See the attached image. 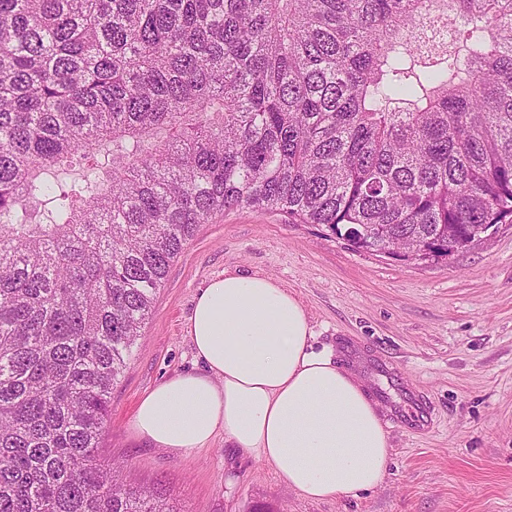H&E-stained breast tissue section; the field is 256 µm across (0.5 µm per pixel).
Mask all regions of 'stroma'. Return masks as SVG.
<instances>
[{
  "mask_svg": "<svg viewBox=\"0 0 512 512\" xmlns=\"http://www.w3.org/2000/svg\"><path fill=\"white\" fill-rule=\"evenodd\" d=\"M228 269L286 286L307 312L315 350L340 364L352 352L391 412L413 415L415 392L429 399L428 430L386 423L379 486L311 501L223 437L180 455L133 431L144 395L201 370L189 318L201 288ZM101 456L123 463L131 483L161 486L182 512H512V223L448 262L414 264L354 251L276 211H224L171 264L112 389Z\"/></svg>",
  "mask_w": 512,
  "mask_h": 512,
  "instance_id": "35a3bbf8",
  "label": "stroma"
}]
</instances>
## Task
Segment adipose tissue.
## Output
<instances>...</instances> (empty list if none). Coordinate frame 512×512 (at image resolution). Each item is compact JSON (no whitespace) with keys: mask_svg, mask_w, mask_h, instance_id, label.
<instances>
[{"mask_svg":"<svg viewBox=\"0 0 512 512\" xmlns=\"http://www.w3.org/2000/svg\"><path fill=\"white\" fill-rule=\"evenodd\" d=\"M188 334L203 371L149 391L133 418L137 435L181 454L223 435L315 501L383 480L389 441L376 404L359 378L313 350L309 317L280 282L233 271L212 279Z\"/></svg>","mask_w":512,"mask_h":512,"instance_id":"obj_1","label":"adipose tissue"}]
</instances>
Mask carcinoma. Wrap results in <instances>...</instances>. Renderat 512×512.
Listing matches in <instances>:
<instances>
[{
	"instance_id": "carcinoma-1",
	"label": "carcinoma",
	"mask_w": 512,
	"mask_h": 512,
	"mask_svg": "<svg viewBox=\"0 0 512 512\" xmlns=\"http://www.w3.org/2000/svg\"><path fill=\"white\" fill-rule=\"evenodd\" d=\"M431 13L463 29L427 63ZM234 208L436 262L512 222V0H0V512H180L101 433Z\"/></svg>"
}]
</instances>
